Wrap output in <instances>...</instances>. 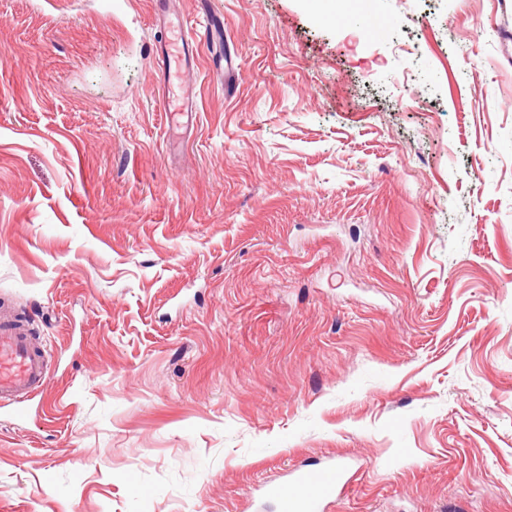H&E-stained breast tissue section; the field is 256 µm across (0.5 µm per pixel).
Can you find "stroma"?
Returning <instances> with one entry per match:
<instances>
[{"mask_svg": "<svg viewBox=\"0 0 512 512\" xmlns=\"http://www.w3.org/2000/svg\"><path fill=\"white\" fill-rule=\"evenodd\" d=\"M3 302L0 512H512V0H0ZM48 375L46 351L20 318L0 317V417L24 420ZM2 411L6 414H2ZM352 468L330 460L287 473L285 479L264 485L261 499L276 501L279 512H324L347 488Z\"/></svg>", "mask_w": 512, "mask_h": 512, "instance_id": "stroma-1", "label": "stroma"}]
</instances>
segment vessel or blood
<instances>
[{"instance_id": "obj_1", "label": "vessel or blood", "mask_w": 512, "mask_h": 512, "mask_svg": "<svg viewBox=\"0 0 512 512\" xmlns=\"http://www.w3.org/2000/svg\"><path fill=\"white\" fill-rule=\"evenodd\" d=\"M48 375L47 354L33 343L28 325L17 317H0V412L24 420L41 396ZM352 469L347 462L290 471L285 479L264 485L261 498L275 500L279 512H326L347 488Z\"/></svg>"}]
</instances>
